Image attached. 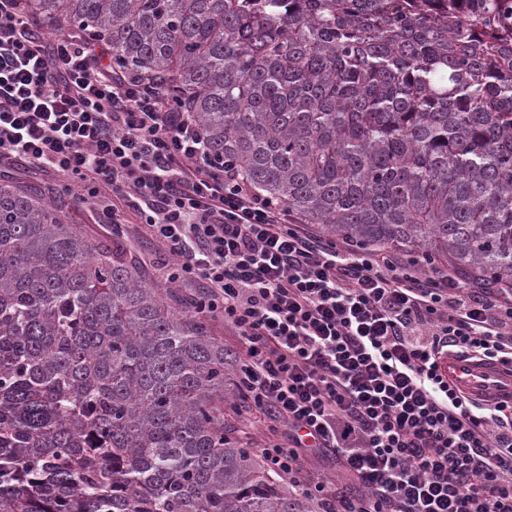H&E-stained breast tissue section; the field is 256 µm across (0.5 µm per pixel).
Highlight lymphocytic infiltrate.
<instances>
[{"label":"lymphocytic infiltrate","instance_id":"obj_1","mask_svg":"<svg viewBox=\"0 0 512 512\" xmlns=\"http://www.w3.org/2000/svg\"><path fill=\"white\" fill-rule=\"evenodd\" d=\"M0 0V166L100 191L113 228L238 338L237 387L268 469L320 512H512V402L440 370L469 353L512 374V284L324 239L263 196L168 86L104 47L28 30ZM358 493L337 495L330 465Z\"/></svg>","mask_w":512,"mask_h":512}]
</instances>
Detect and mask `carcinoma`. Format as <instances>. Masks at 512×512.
Returning a JSON list of instances; mask_svg holds the SVG:
<instances>
[{
    "instance_id": "obj_1",
    "label": "carcinoma",
    "mask_w": 512,
    "mask_h": 512,
    "mask_svg": "<svg viewBox=\"0 0 512 512\" xmlns=\"http://www.w3.org/2000/svg\"><path fill=\"white\" fill-rule=\"evenodd\" d=\"M174 89L302 224L512 280V0H24ZM0 184V512H308L224 423L210 317Z\"/></svg>"
}]
</instances>
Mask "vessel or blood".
Returning a JSON list of instances; mask_svg holds the SVG:
<instances>
[{
	"label": "vessel or blood",
	"instance_id": "b4317fda",
	"mask_svg": "<svg viewBox=\"0 0 512 512\" xmlns=\"http://www.w3.org/2000/svg\"><path fill=\"white\" fill-rule=\"evenodd\" d=\"M443 370L467 394L512 400V376H506L501 369L468 356L452 354L444 361Z\"/></svg>",
	"mask_w": 512,
	"mask_h": 512
}]
</instances>
